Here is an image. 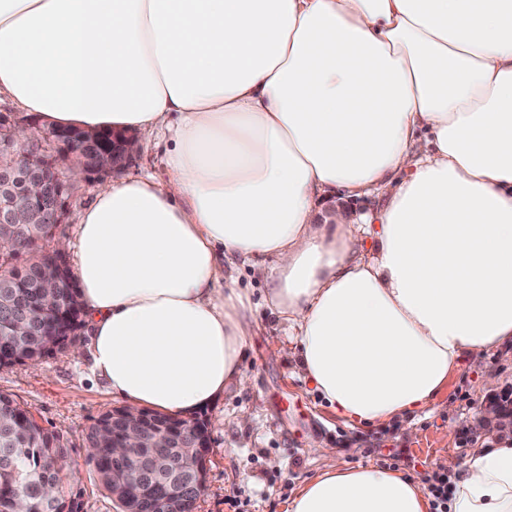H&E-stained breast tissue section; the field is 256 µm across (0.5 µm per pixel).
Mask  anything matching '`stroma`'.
<instances>
[{"label": "stroma", "instance_id": "35a3bbf8", "mask_svg": "<svg viewBox=\"0 0 512 512\" xmlns=\"http://www.w3.org/2000/svg\"><path fill=\"white\" fill-rule=\"evenodd\" d=\"M140 150L131 175L165 178V142L151 131L138 134ZM229 287L246 291L252 303L254 334L246 349V387H232L199 410L210 432L206 484L196 512H286L289 499L315 476L323 442L338 449L341 462L393 468L425 483L437 462H464L512 431L486 422L484 407L512 394V346L490 354L494 380L463 361L447 387L425 410L404 423L355 426L338 417L298 372L285 353L288 338L266 302L268 281L248 266L238 267ZM87 330L74 344L35 365L0 367V393L12 395L69 450L64 493L78 495L81 512H120L104 491L89 460L87 434L104 411L120 406L106 382L91 374ZM403 455L393 461L392 449Z\"/></svg>", "mask_w": 512, "mask_h": 512}]
</instances>
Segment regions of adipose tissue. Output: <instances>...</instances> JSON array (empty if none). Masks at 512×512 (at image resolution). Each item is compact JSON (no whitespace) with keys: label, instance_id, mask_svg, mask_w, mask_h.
<instances>
[{"label":"adipose tissue","instance_id":"ef3b65f1","mask_svg":"<svg viewBox=\"0 0 512 512\" xmlns=\"http://www.w3.org/2000/svg\"><path fill=\"white\" fill-rule=\"evenodd\" d=\"M1 96L168 133L167 180L77 215L92 370L131 409L247 385L237 260L268 267L299 372L353 424L407 420L512 343V0H0ZM383 189L364 223L316 221ZM316 452L287 512H429L411 476ZM447 468L450 512H512V442ZM386 195V192L381 191L379 193L361 198H349L336 191V194H333L328 198H322L317 202L316 208L318 209V218L320 223L323 222V224H329L330 221H332L330 223L335 222L333 220L324 219V216L328 215L326 210L329 205L339 204H342L349 211H351L353 214L352 219L356 218L360 215L378 210L385 202ZM330 199H332V201L326 203V201Z\"/></svg>","mask_w":512,"mask_h":512}]
</instances>
